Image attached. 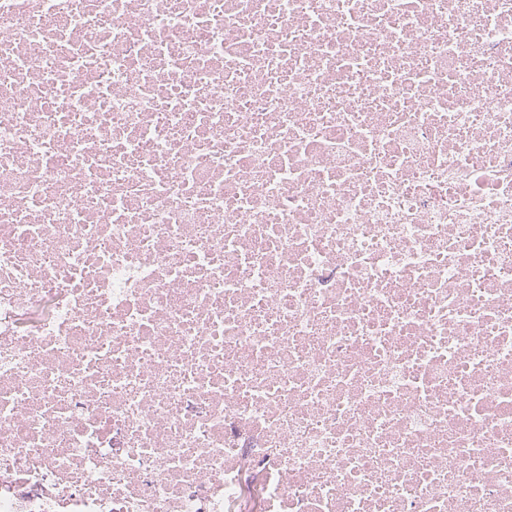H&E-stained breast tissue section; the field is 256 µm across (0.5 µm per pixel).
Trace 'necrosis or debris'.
I'll list each match as a JSON object with an SVG mask.
<instances>
[{"label": "necrosis or debris", "mask_w": 512, "mask_h": 512, "mask_svg": "<svg viewBox=\"0 0 512 512\" xmlns=\"http://www.w3.org/2000/svg\"><path fill=\"white\" fill-rule=\"evenodd\" d=\"M512 512V0H0V512Z\"/></svg>", "instance_id": "obj_1"}]
</instances>
